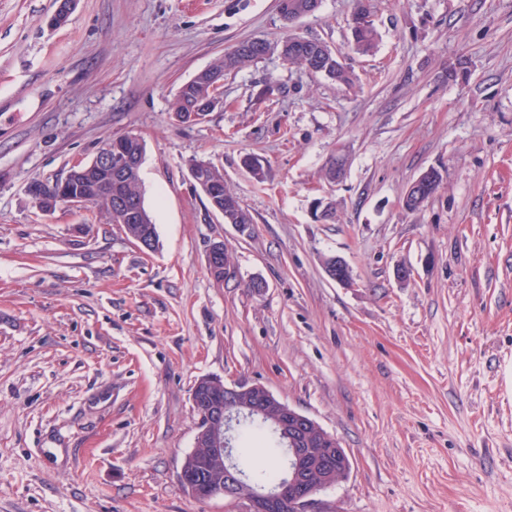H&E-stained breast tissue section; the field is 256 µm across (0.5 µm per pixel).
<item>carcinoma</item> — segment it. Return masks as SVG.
<instances>
[{
	"mask_svg": "<svg viewBox=\"0 0 512 512\" xmlns=\"http://www.w3.org/2000/svg\"><path fill=\"white\" fill-rule=\"evenodd\" d=\"M352 37V50L358 54H368L373 51L377 41V33L370 20V0H357L350 22ZM276 55L283 61L303 68L312 74H324L339 84H348L351 81V71L345 67L336 54L324 43L317 39L302 37L296 34H288L276 42H268L262 39L241 42L224 52V58L210 65V69L199 72L191 82L184 83L177 91L171 104L174 113H196L206 116L213 111L211 107L210 88L213 85L212 71H224L226 73L241 69L253 64L267 56ZM219 183L212 186L216 191L214 198L220 200L224 208V223L241 224L246 226L253 223L251 214L245 210L237 197L230 193L224 186V175L219 170H214ZM96 179L90 176L87 180L71 181L68 187L73 194L95 198L93 186ZM256 434L266 437L274 448L283 445L279 433L271 425L270 421L253 415L243 419L238 427L237 436L245 439ZM249 483L255 488H274L283 479V464L279 463L270 469H253L242 471Z\"/></svg>",
	"mask_w": 512,
	"mask_h": 512,
	"instance_id": "carcinoma-1",
	"label": "carcinoma"
}]
</instances>
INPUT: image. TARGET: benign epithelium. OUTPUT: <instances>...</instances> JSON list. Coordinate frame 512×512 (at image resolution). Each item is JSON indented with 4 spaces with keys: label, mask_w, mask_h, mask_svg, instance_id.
<instances>
[{
    "label": "benign epithelium",
    "mask_w": 512,
    "mask_h": 512,
    "mask_svg": "<svg viewBox=\"0 0 512 512\" xmlns=\"http://www.w3.org/2000/svg\"><path fill=\"white\" fill-rule=\"evenodd\" d=\"M140 156L138 150L114 152L107 150L92 160L95 168L106 173L97 198L113 205L116 223L140 220L136 209L119 188L135 171ZM118 188L112 192V188ZM33 200L40 211L50 213L61 206L82 207L91 201L67 192H60L57 202L46 203L45 196ZM225 246L214 243L208 252L209 271L215 281H222L219 267L224 264ZM329 278L337 282L351 279L349 267L335 257L325 266ZM192 402L200 412L195 448L184 459L180 481L193 497L209 500L218 497L246 505V512H309L314 495L322 488L333 486L346 476L340 468L349 455L335 437L325 434L308 415L279 400L264 386L202 377L192 390ZM272 413L273 424L289 445V477L278 490L261 492L252 487L229 458V438L232 421L243 415Z\"/></svg>",
    "instance_id": "obj_1"
}]
</instances>
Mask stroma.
Instances as JSON below:
<instances>
[{"mask_svg": "<svg viewBox=\"0 0 512 512\" xmlns=\"http://www.w3.org/2000/svg\"><path fill=\"white\" fill-rule=\"evenodd\" d=\"M355 6L321 0L289 29L350 84L274 55L190 124L178 88L280 40L278 0H75L61 25L58 0H0V512H241L181 488L205 376L261 384L340 442L350 472L315 512H512V0H372L367 55ZM128 132L152 252L26 192ZM195 157L251 225L194 188ZM350 22L352 50L358 54L373 51L377 41V33L370 20V0H357ZM315 48L319 49L317 55L313 56ZM275 54L288 64L303 68L312 74H324L339 84H349L351 81V71L324 43L296 34H287L276 42L255 39L238 43L225 51L223 59L207 68L224 70L226 74ZM211 167L213 168L217 180L220 181V183H218L217 185L212 186L211 182L204 184L203 181H198L196 179V175L198 174V171L200 169L199 167H193L192 169L189 168L191 180L193 182L195 181L196 183H198L201 191L204 192L206 195L209 194L211 187L216 191V194L213 195V198L219 199L222 208H224L225 223L241 224L244 227H246L248 224H252L253 218L251 214L241 206L237 197H235L225 188L224 175L214 165H212ZM206 198L210 207L213 209L211 199L208 196H206Z\"/></svg>", "mask_w": 512, "mask_h": 512, "instance_id": "1", "label": "stroma"}]
</instances>
